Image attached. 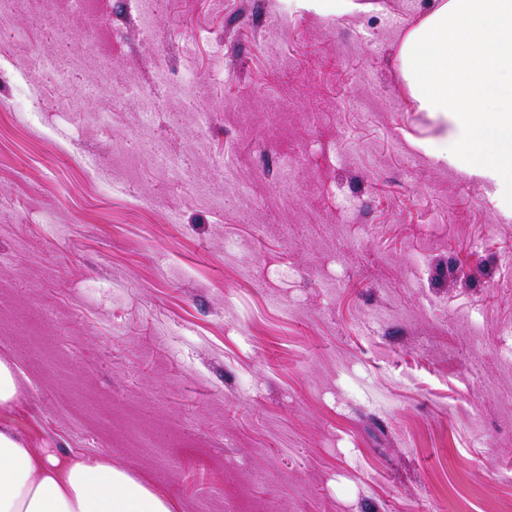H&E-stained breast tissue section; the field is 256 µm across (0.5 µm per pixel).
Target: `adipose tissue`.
Segmentation results:
<instances>
[{
    "mask_svg": "<svg viewBox=\"0 0 512 512\" xmlns=\"http://www.w3.org/2000/svg\"><path fill=\"white\" fill-rule=\"evenodd\" d=\"M398 56L415 111L441 128L425 145L468 176L512 185V0H432ZM0 512H172L98 457H62L0 430Z\"/></svg>",
    "mask_w": 512,
    "mask_h": 512,
    "instance_id": "ef3b65f1",
    "label": "adipose tissue"
}]
</instances>
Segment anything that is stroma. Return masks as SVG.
I'll list each match as a JSON object with an SVG mask.
<instances>
[{"mask_svg":"<svg viewBox=\"0 0 512 512\" xmlns=\"http://www.w3.org/2000/svg\"><path fill=\"white\" fill-rule=\"evenodd\" d=\"M367 2L162 0L147 36L136 0L56 33L60 0H12L0 428L107 455L174 512H512V201L422 148L398 48L431 0ZM46 55L67 80L24 83ZM296 3L299 8L321 16L331 14L342 16L365 10L368 7V5L355 0H298ZM20 389L15 366L0 359V411L14 407L18 401Z\"/></svg>","mask_w":512,"mask_h":512,"instance_id":"35a3bbf8","label":"stroma"}]
</instances>
